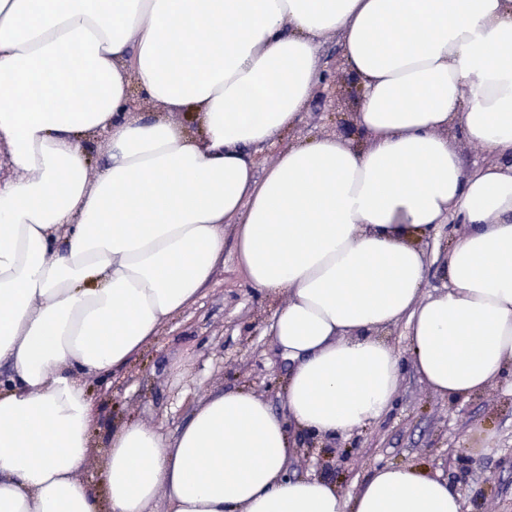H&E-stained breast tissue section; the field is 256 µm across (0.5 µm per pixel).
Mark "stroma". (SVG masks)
I'll return each mask as SVG.
<instances>
[{"instance_id": "35a3bbf8", "label": "stroma", "mask_w": 512, "mask_h": 512, "mask_svg": "<svg viewBox=\"0 0 512 512\" xmlns=\"http://www.w3.org/2000/svg\"><path fill=\"white\" fill-rule=\"evenodd\" d=\"M337 35L319 45V90L297 126L259 147L261 169L277 160L288 142L341 133L355 112L360 90L348 81ZM454 227L443 224L424 243L428 288L444 283L445 253ZM277 305L248 284L235 259L234 234L224 233V261L198 298L159 332L130 364L88 383L98 421L92 433L105 449L114 424L142 423L175 436L205 397L250 390L273 412L284 415L283 387L288 364L269 334ZM388 341L399 359L401 377L393 405L383 420L348 438L321 441L297 435L298 456L290 476H318L342 496L355 493L374 467L419 464L442 474L462 494L465 512H512V383L501 380L467 400H446L416 374L405 325L390 329Z\"/></svg>"}]
</instances>
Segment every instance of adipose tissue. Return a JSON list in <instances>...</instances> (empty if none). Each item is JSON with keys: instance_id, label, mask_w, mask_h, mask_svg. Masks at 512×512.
Segmentation results:
<instances>
[{"instance_id": "1", "label": "adipose tissue", "mask_w": 512, "mask_h": 512, "mask_svg": "<svg viewBox=\"0 0 512 512\" xmlns=\"http://www.w3.org/2000/svg\"><path fill=\"white\" fill-rule=\"evenodd\" d=\"M340 35L356 147L255 146L294 127ZM157 107L131 114V88ZM193 113L197 129L169 120ZM103 134L91 173L80 141ZM495 155L468 173L455 136ZM0 512H464L448 480L375 468L343 498L293 478L289 429L348 437L400 381L406 323L428 388L467 399L512 371V0H0ZM459 233L424 291L423 238ZM235 235L254 287L287 295L273 342L285 416L238 390L174 438L116 426L100 486L83 380L126 366L207 285Z\"/></svg>"}]
</instances>
